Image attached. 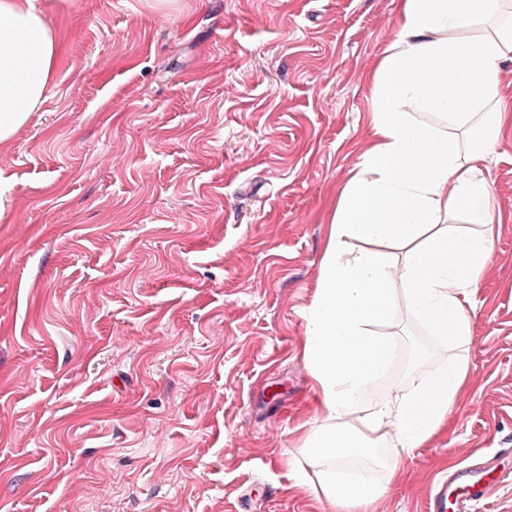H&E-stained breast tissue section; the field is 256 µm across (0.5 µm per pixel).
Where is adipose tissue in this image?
Segmentation results:
<instances>
[{"label":"adipose tissue","mask_w":512,"mask_h":512,"mask_svg":"<svg viewBox=\"0 0 512 512\" xmlns=\"http://www.w3.org/2000/svg\"><path fill=\"white\" fill-rule=\"evenodd\" d=\"M397 2V37L368 74L371 144L336 205L306 314L303 353L321 422L305 436V462L293 475L340 512H375L404 456L453 423L469 387L471 310L498 218L479 162L512 129V105L500 93L502 66L512 61V0ZM55 55L32 0H0V141L43 102ZM422 113L443 122H421ZM457 213L468 229L449 227ZM350 239L364 249L346 251ZM382 242L401 247V262L379 251ZM402 312L457 354L433 371L417 363L407 391L353 423L394 359L395 342L379 328Z\"/></svg>","instance_id":"adipose-tissue-1"}]
</instances>
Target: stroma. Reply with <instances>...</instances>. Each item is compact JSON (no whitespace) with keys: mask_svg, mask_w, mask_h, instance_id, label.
Masks as SVG:
<instances>
[{"mask_svg":"<svg viewBox=\"0 0 512 512\" xmlns=\"http://www.w3.org/2000/svg\"><path fill=\"white\" fill-rule=\"evenodd\" d=\"M59 47L0 142V512H335L290 476L319 425L303 355L336 204L371 141L396 0H33ZM470 386L376 512L483 458L512 512V132ZM363 405L395 397L418 321Z\"/></svg>","mask_w":512,"mask_h":512,"instance_id":"35a3bbf8","label":"stroma"}]
</instances>
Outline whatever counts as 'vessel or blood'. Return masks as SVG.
<instances>
[{"label":"vessel or blood","mask_w":512,"mask_h":512,"mask_svg":"<svg viewBox=\"0 0 512 512\" xmlns=\"http://www.w3.org/2000/svg\"><path fill=\"white\" fill-rule=\"evenodd\" d=\"M495 460L477 467L462 468L432 487L426 512H477L497 485Z\"/></svg>","instance_id":"vessel-or-blood-1"}]
</instances>
